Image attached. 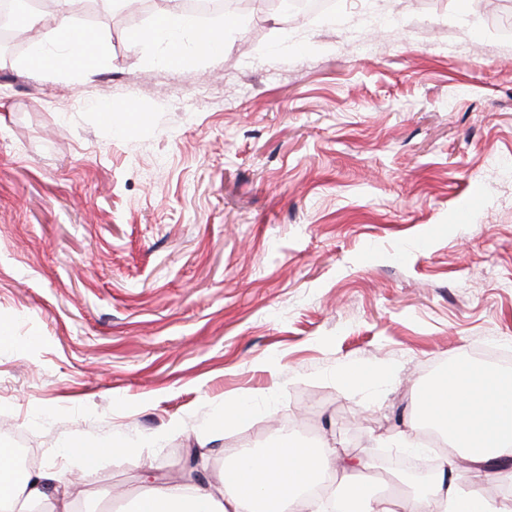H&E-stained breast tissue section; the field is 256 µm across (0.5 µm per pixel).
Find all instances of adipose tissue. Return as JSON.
Returning <instances> with one entry per match:
<instances>
[{
  "instance_id": "ef3b65f1",
  "label": "adipose tissue",
  "mask_w": 512,
  "mask_h": 512,
  "mask_svg": "<svg viewBox=\"0 0 512 512\" xmlns=\"http://www.w3.org/2000/svg\"><path fill=\"white\" fill-rule=\"evenodd\" d=\"M73 3L63 0L64 8L53 20L62 52L52 56L40 50L32 56L33 64L45 72L64 67L89 72L106 52L102 41L70 24ZM194 29V18L172 2L136 39L165 42L166 64L179 66L188 54L180 35ZM423 402L426 418L442 426L453 455L438 457L436 476L416 494L386 496L369 490L356 475L362 459H351L340 469L325 450L285 435L273 446L249 454L236 450L232 467L217 478L223 493L187 482L155 484L130 501L128 512H254L260 497L280 512H319L318 499L304 488L334 474L340 480L327 488V495L355 502L358 512H512V469L506 466L512 458V373L465 366L437 378ZM460 456L469 462L463 478L451 471ZM491 475L499 487L495 495L486 485ZM37 506L47 512H76L78 503L66 483L43 473L16 477L13 455L1 447L0 512H31Z\"/></svg>"
}]
</instances>
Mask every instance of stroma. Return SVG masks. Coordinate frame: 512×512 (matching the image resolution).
<instances>
[{
  "mask_svg": "<svg viewBox=\"0 0 512 512\" xmlns=\"http://www.w3.org/2000/svg\"><path fill=\"white\" fill-rule=\"evenodd\" d=\"M334 2L173 68L166 0H99L95 70L0 63V446L89 512L284 429L398 455L439 373L512 364V0Z\"/></svg>",
  "mask_w": 512,
  "mask_h": 512,
  "instance_id": "stroma-1",
  "label": "stroma"
}]
</instances>
